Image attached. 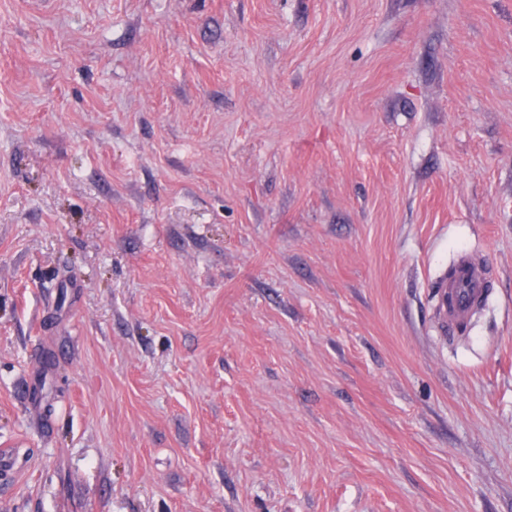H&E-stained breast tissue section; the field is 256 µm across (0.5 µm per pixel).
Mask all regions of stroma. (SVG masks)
<instances>
[{"label": "stroma", "instance_id": "1", "mask_svg": "<svg viewBox=\"0 0 512 512\" xmlns=\"http://www.w3.org/2000/svg\"><path fill=\"white\" fill-rule=\"evenodd\" d=\"M0 448V512H512V0H0ZM441 329L461 330L485 299L488 280L483 267L462 256L433 286Z\"/></svg>", "mask_w": 512, "mask_h": 512}]
</instances>
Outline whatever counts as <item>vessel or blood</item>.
<instances>
[{
    "mask_svg": "<svg viewBox=\"0 0 512 512\" xmlns=\"http://www.w3.org/2000/svg\"><path fill=\"white\" fill-rule=\"evenodd\" d=\"M488 280L483 267L461 257L434 285L436 314L442 329H462L484 300Z\"/></svg>",
    "mask_w": 512,
    "mask_h": 512,
    "instance_id": "vessel-or-blood-1",
    "label": "vessel or blood"
}]
</instances>
